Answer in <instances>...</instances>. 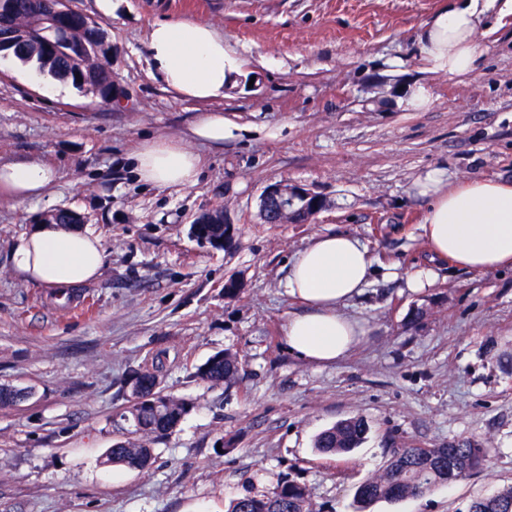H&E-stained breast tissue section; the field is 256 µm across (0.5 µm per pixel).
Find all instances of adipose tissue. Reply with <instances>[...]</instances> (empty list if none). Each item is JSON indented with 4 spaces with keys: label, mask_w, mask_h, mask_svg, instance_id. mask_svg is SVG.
<instances>
[{
    "label": "adipose tissue",
    "mask_w": 512,
    "mask_h": 512,
    "mask_svg": "<svg viewBox=\"0 0 512 512\" xmlns=\"http://www.w3.org/2000/svg\"><path fill=\"white\" fill-rule=\"evenodd\" d=\"M478 0L444 6L422 27L420 56L429 71L451 76L475 71L482 54ZM146 50L169 90L186 100L222 96L237 66L224 36L211 23L177 18L155 24ZM183 139H156L134 155L135 172L157 188H189L199 181L200 159ZM58 178L38 162L0 165V195L24 202L42 197ZM417 197L427 208L420 236L435 257L463 270H512V183L492 179L453 180L441 169L416 178ZM12 262L26 279L53 288H72L96 279L104 264L99 239L56 224L36 226L17 244ZM375 273L368 249L352 234L320 233L296 252L284 287L300 310L284 335L290 353L327 365L347 356L362 334L346 305L360 296Z\"/></svg>",
    "instance_id": "ef3b65f1"
}]
</instances>
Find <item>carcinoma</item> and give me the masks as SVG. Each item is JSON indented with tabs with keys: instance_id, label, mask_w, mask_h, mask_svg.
Returning <instances> with one entry per match:
<instances>
[{
	"instance_id": "carcinoma-1",
	"label": "carcinoma",
	"mask_w": 512,
	"mask_h": 512,
	"mask_svg": "<svg viewBox=\"0 0 512 512\" xmlns=\"http://www.w3.org/2000/svg\"><path fill=\"white\" fill-rule=\"evenodd\" d=\"M54 0H12L9 11L0 13V27L12 29V37L0 43V52L33 63L42 73L69 81L91 92H105L112 86L108 55L101 48L105 37L89 18L76 11L58 17L60 44L49 47L27 30L25 19L50 12ZM242 362L232 352H218L197 368L196 376L212 386L232 384L240 379ZM130 383L139 387L140 402L122 414L131 422L133 436L118 441L107 450V462L130 469H145L153 459L151 445L173 431L188 413V404L161 394L158 390L159 367L136 372ZM369 426L361 418L336 422L322 430L314 447L325 453H349L366 439ZM484 461V449L469 441L448 448L402 447L387 465L369 475L356 491L359 506L366 508L379 501H398L418 497L451 484V468L470 473ZM512 509V485L470 502L467 512H509ZM227 512H315L301 486L285 482L272 492L249 491L230 501Z\"/></svg>"
}]
</instances>
